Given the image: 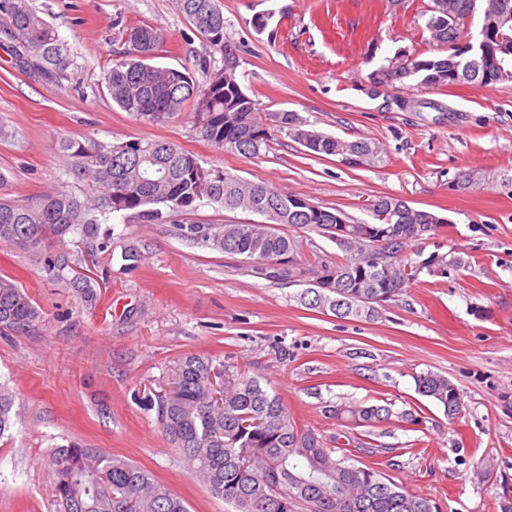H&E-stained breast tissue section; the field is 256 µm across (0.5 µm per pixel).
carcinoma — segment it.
Masks as SVG:
<instances>
[{
  "label": "carcinoma",
  "mask_w": 512,
  "mask_h": 512,
  "mask_svg": "<svg viewBox=\"0 0 512 512\" xmlns=\"http://www.w3.org/2000/svg\"><path fill=\"white\" fill-rule=\"evenodd\" d=\"M181 13L220 51L235 50L224 40V12L218 0H177ZM479 0H432L425 29L439 47L465 37L464 20ZM512 0H484L480 27L495 42L502 11ZM0 28L12 39L21 66L46 80H60L71 64L66 45L29 0H0ZM128 51L111 60L105 74L112 102L145 123L163 124L191 107L205 140L244 156L257 155L271 141L256 102L242 86L238 71L221 69L200 83L194 73L151 63L162 50L165 33L140 25L128 34ZM482 63L468 52L412 55L388 59L375 70L386 86L436 89L460 83L482 87L512 77L476 70ZM273 128L307 152L334 156L350 166L376 162L378 148L366 140L347 141L326 134L294 112L273 115ZM70 172L89 187L79 197L52 189L34 199H0V246L42 253L49 239L98 231L96 214L125 213L144 223L164 224L206 200L226 210L251 212L261 222L181 224V236L238 259L252 276L273 283L306 284L301 273L319 283L299 300L308 309L339 319L373 321L379 309L398 300L422 274L448 275V261L436 252L422 257L413 248L435 238L445 218L434 211L380 196L368 206L371 220L352 221L338 209L263 184L246 182L220 169H206L176 144L135 138L104 144L65 138L58 144ZM314 233L336 244L342 259L305 266L298 241L279 227ZM420 257L415 261L412 256ZM41 317L11 278L0 276V331L23 332ZM213 359L187 355L177 366L174 386L158 396L162 431L178 449L192 476L232 512H438L427 497L405 492L382 471L381 462L354 464L340 457L325 439L297 427L288 408L261 382L243 374L232 379L224 403L214 399ZM417 392L453 420L462 408L456 385L427 372L415 377ZM14 400L0 388V437L12 426ZM327 412L352 428L396 420L411 423L409 410L389 405L336 404ZM52 480L62 512H188L182 498L148 470L119 455L75 444L54 452Z\"/></svg>",
  "instance_id": "obj_1"
}]
</instances>
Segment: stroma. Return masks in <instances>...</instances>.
Here are the masks:
<instances>
[{
	"instance_id": "1",
	"label": "stroma",
	"mask_w": 512,
	"mask_h": 512,
	"mask_svg": "<svg viewBox=\"0 0 512 512\" xmlns=\"http://www.w3.org/2000/svg\"><path fill=\"white\" fill-rule=\"evenodd\" d=\"M224 34L239 56L243 86L261 118L290 111L314 128L380 149L375 165L349 167L307 155L286 135L246 157L206 141L193 112L146 124L113 103L105 72L127 32L162 28L156 64L195 70L198 82L224 65L176 0H32L71 58L66 79L47 82L17 64L0 34V194L25 199L82 185L56 149L64 137L120 143L172 142L206 168L335 207L352 219L380 196L436 211L448 224L425 253L462 258L444 278H422L370 322L305 308L300 288L249 275L237 260L178 231L182 224L256 221L205 202L165 224L120 214L98 233L48 241L68 254L64 279L41 256L0 246V275L17 281L42 317L0 334V387L14 396V427L0 439V512H57L49 476L55 448L76 441L149 470L190 512H224L166 440L155 396L179 360L213 357L258 377L298 427L342 436L329 403H390L415 423L354 429L347 454L399 448L387 475L439 512H502L512 503V83H463L420 91L444 111L400 108L398 88H374L372 71L396 52L430 55L431 0H219ZM137 252L131 264L125 251ZM86 280L93 302L69 284ZM428 371L458 387L462 410L447 419L415 390Z\"/></svg>"
}]
</instances>
